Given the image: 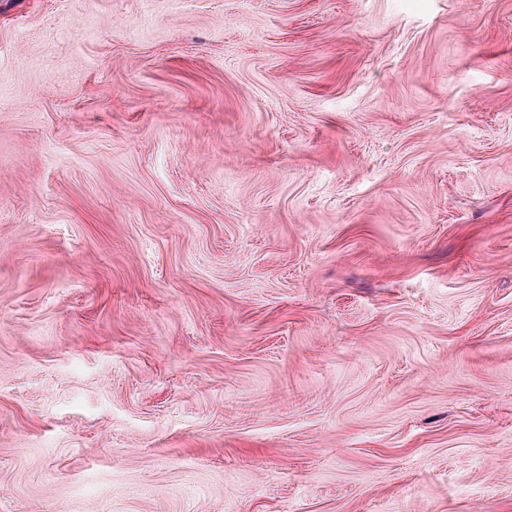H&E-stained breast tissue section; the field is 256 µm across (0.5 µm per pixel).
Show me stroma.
I'll return each mask as SVG.
<instances>
[{"label":"stroma","mask_w":512,"mask_h":512,"mask_svg":"<svg viewBox=\"0 0 512 512\" xmlns=\"http://www.w3.org/2000/svg\"><path fill=\"white\" fill-rule=\"evenodd\" d=\"M0 512H512V0H0Z\"/></svg>","instance_id":"obj_1"}]
</instances>
